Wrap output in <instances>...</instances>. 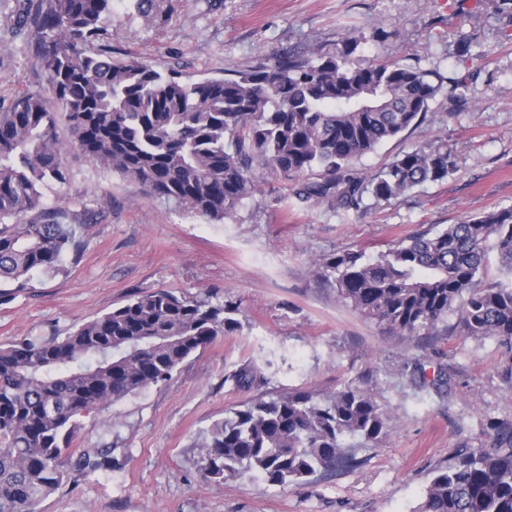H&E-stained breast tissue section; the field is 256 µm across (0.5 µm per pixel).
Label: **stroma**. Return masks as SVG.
<instances>
[{
	"mask_svg": "<svg viewBox=\"0 0 512 512\" xmlns=\"http://www.w3.org/2000/svg\"><path fill=\"white\" fill-rule=\"evenodd\" d=\"M22 0H0V106L55 94L17 26ZM112 55L190 79L223 75L259 56L362 35L366 61L436 69L448 77L427 117L357 163L373 173L411 146L446 141L457 168L445 181L360 210L285 197L257 172L251 201L221 223L151 197L72 145L63 193L98 211L62 271L37 274L0 304V344L63 336L137 295L168 289L239 306L240 328L186 359L164 384L82 417L76 449L109 445V470L73 475L39 512H416L436 469L512 419L505 350L464 335L456 314L434 336L396 334L345 304L321 261L341 250L372 258L407 235L512 204V5L507 0H155L142 16L114 0ZM466 79L467 105L452 82ZM259 367L263 383L235 374ZM448 384L435 388L437 374ZM384 410L380 445L346 443L359 461L277 487L248 473L215 482L198 454L203 432L252 399L292 391L317 398L345 386Z\"/></svg>",
	"mask_w": 512,
	"mask_h": 512,
	"instance_id": "1",
	"label": "stroma"
}]
</instances>
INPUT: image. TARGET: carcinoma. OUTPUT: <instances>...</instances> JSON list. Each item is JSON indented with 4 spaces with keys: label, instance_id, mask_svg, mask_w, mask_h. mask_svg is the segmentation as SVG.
<instances>
[{
    "label": "carcinoma",
    "instance_id": "1",
    "mask_svg": "<svg viewBox=\"0 0 512 512\" xmlns=\"http://www.w3.org/2000/svg\"><path fill=\"white\" fill-rule=\"evenodd\" d=\"M112 0H27L23 23L55 93L19 96L0 112V304L36 273L58 272L93 219L83 203L51 201L69 182L56 107L74 143L155 199L215 222L257 191L255 172L289 181L302 201L359 209L456 170L448 143L415 145L372 174L355 162L418 124L448 77L418 65L358 58L363 37L259 57L222 77L184 79L116 59L105 17ZM500 279L484 282L490 252ZM322 267L356 311L410 336L459 314L465 335L506 348L512 384V206L406 236L373 259L344 250ZM239 306L169 290L145 292L64 336L0 345V512H37L72 471L108 470V450L73 465L80 418L171 380L188 357L239 327ZM436 470L419 512H512V421ZM346 435L375 445L384 414L351 386L318 400L296 391L258 397L214 422L198 445L206 477L256 473L285 487L353 468Z\"/></svg>",
    "mask_w": 512,
    "mask_h": 512
}]
</instances>
